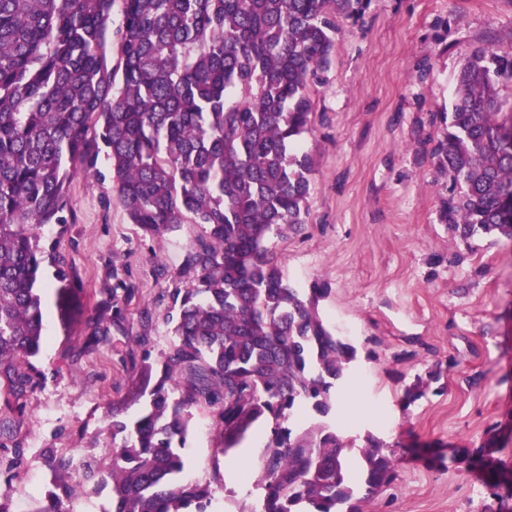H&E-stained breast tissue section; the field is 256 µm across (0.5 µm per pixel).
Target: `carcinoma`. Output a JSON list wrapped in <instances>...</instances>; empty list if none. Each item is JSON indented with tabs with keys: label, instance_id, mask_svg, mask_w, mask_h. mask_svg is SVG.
Segmentation results:
<instances>
[{
	"label": "carcinoma",
	"instance_id": "carcinoma-1",
	"mask_svg": "<svg viewBox=\"0 0 512 512\" xmlns=\"http://www.w3.org/2000/svg\"><path fill=\"white\" fill-rule=\"evenodd\" d=\"M364 0H0V480L25 464L21 423L44 380L35 364L44 333V271L74 282L56 243L37 230L74 223L67 188L109 164L129 223L149 236L188 222L169 292L173 340L156 371L147 338L126 353L139 410L112 406V468L43 448L50 483L36 512H67L78 492L110 490L101 512H212L211 481L190 480L183 449L192 409L213 413L221 453L265 425L261 489L239 512H361L394 477L387 445L369 434L360 484L348 476L350 443L324 421L357 348L320 313L328 289L283 281L270 234L302 230L313 172L301 140L312 132L311 88L330 63L336 19ZM118 60L112 62V39ZM512 49H479L465 62L448 136L434 159L459 191L440 219L468 240L512 242ZM112 288L88 320L78 359L119 331L137 283L112 265ZM490 469L509 486L512 466Z\"/></svg>",
	"mask_w": 512,
	"mask_h": 512
}]
</instances>
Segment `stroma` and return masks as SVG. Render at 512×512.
<instances>
[{
  "mask_svg": "<svg viewBox=\"0 0 512 512\" xmlns=\"http://www.w3.org/2000/svg\"><path fill=\"white\" fill-rule=\"evenodd\" d=\"M328 69L312 92L313 131L302 149L314 164L301 234L270 237L284 280L328 288L320 309L358 349L354 376L340 385L332 418L344 425L346 400L364 413L347 436L383 439L396 476L364 499L362 512H512L471 464L489 445L512 465V244L461 240L441 223L448 177L432 152L445 137L439 117L455 101L457 75L476 48L512 47V0H368L357 18H338ZM76 175L67 190L75 216L59 248L80 283L59 308L62 283L45 294L44 384L27 400L26 467L0 492L17 512H35L48 477L42 448H59L112 466L106 408L128 401L131 373L120 358L145 335L153 358L173 339L165 320L183 252L195 224L161 236L130 224L107 162ZM129 267L138 294L126 334L78 361L113 265ZM165 267L166 277L156 275ZM151 320L142 323V311ZM413 400H405L407 389ZM184 455L186 475L209 479L219 457L209 409ZM498 430L489 440L490 430Z\"/></svg>",
  "mask_w": 512,
  "mask_h": 512,
  "instance_id": "stroma-1",
  "label": "stroma"
}]
</instances>
